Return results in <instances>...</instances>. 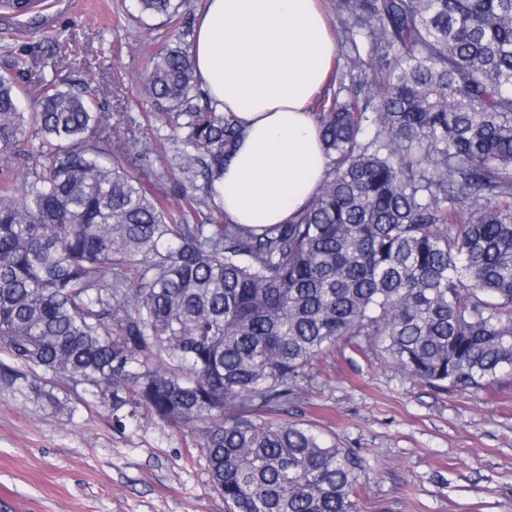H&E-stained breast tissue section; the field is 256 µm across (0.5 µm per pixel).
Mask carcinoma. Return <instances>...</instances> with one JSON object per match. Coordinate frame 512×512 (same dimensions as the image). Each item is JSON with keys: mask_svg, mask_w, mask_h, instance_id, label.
Instances as JSON below:
<instances>
[{"mask_svg": "<svg viewBox=\"0 0 512 512\" xmlns=\"http://www.w3.org/2000/svg\"><path fill=\"white\" fill-rule=\"evenodd\" d=\"M331 2L326 178L283 224L212 214L241 130L196 103L182 48L140 77L147 126L183 132L165 176L129 163L165 143L122 140L87 92L40 73L22 112L27 56L0 75V388L57 407L52 375L118 422L199 431L229 512H357L359 460L284 418L339 342L441 390L512 367V0ZM186 4L139 0L171 20ZM31 129L45 161L20 182Z\"/></svg>", "mask_w": 512, "mask_h": 512, "instance_id": "obj_1", "label": "carcinoma"}]
</instances>
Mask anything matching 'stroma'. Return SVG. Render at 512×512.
<instances>
[{"label":"stroma","instance_id":"35a3bbf8","mask_svg":"<svg viewBox=\"0 0 512 512\" xmlns=\"http://www.w3.org/2000/svg\"><path fill=\"white\" fill-rule=\"evenodd\" d=\"M202 0L181 23L137 0H43L37 19L0 15V74L16 53L102 111L140 115L139 78L164 49H190ZM49 407L0 392V512H227L200 437L139 415L118 425L83 388ZM76 412H69V405ZM289 420L358 454V512H512V370L481 389L429 387L379 354L341 345L310 372Z\"/></svg>","mask_w":512,"mask_h":512}]
</instances>
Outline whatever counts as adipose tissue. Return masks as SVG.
<instances>
[{
    "label": "adipose tissue",
    "instance_id": "obj_1",
    "mask_svg": "<svg viewBox=\"0 0 512 512\" xmlns=\"http://www.w3.org/2000/svg\"><path fill=\"white\" fill-rule=\"evenodd\" d=\"M336 50L320 0H204L190 59L217 109L241 127L215 183L231 223H284L323 180L313 103Z\"/></svg>",
    "mask_w": 512,
    "mask_h": 512
}]
</instances>
